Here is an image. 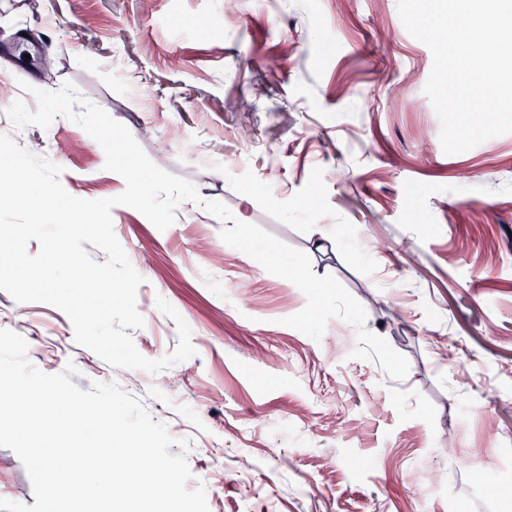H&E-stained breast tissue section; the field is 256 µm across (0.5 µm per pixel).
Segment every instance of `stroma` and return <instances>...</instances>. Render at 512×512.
Instances as JSON below:
<instances>
[{
	"label": "stroma",
	"instance_id": "stroma-1",
	"mask_svg": "<svg viewBox=\"0 0 512 512\" xmlns=\"http://www.w3.org/2000/svg\"><path fill=\"white\" fill-rule=\"evenodd\" d=\"M430 49L398 0H0V134L59 165L72 196L126 188L101 145L59 116L16 127L34 90L72 83L149 159L192 182L158 230L112 210L143 276L132 337L158 360L191 331L194 357L158 374L115 367L74 339L59 309L0 291V329L45 373L115 383L176 443L209 512H512V133L459 154L424 92ZM305 252L362 304L365 328L409 361L403 379L352 358L357 329L320 340L284 325L306 297L221 238L204 201ZM165 299L177 318L161 312ZM485 449L498 488L479 479ZM0 498H35L0 447Z\"/></svg>",
	"mask_w": 512,
	"mask_h": 512
}]
</instances>
